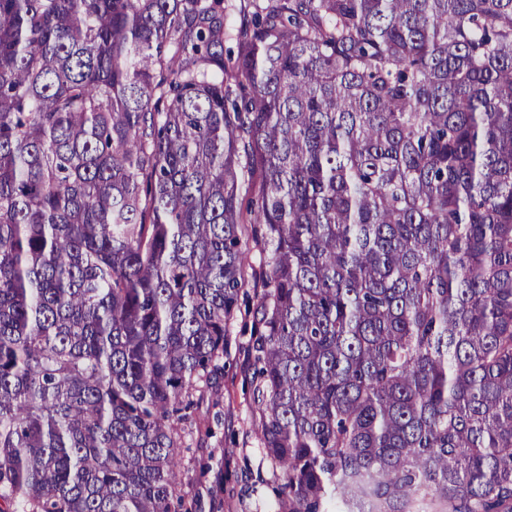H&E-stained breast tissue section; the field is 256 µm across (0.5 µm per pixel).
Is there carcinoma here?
Returning <instances> with one entry per match:
<instances>
[{
  "label": "carcinoma",
  "instance_id": "obj_1",
  "mask_svg": "<svg viewBox=\"0 0 512 512\" xmlns=\"http://www.w3.org/2000/svg\"><path fill=\"white\" fill-rule=\"evenodd\" d=\"M0 0V512H172L265 251L278 512H512V0Z\"/></svg>",
  "mask_w": 512,
  "mask_h": 512
}]
</instances>
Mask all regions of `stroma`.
<instances>
[{
  "label": "stroma",
  "mask_w": 512,
  "mask_h": 512,
  "mask_svg": "<svg viewBox=\"0 0 512 512\" xmlns=\"http://www.w3.org/2000/svg\"><path fill=\"white\" fill-rule=\"evenodd\" d=\"M261 279H253L241 302L242 317L229 342L213 389L186 410L180 422L187 435L177 456L179 490L189 512H277L271 464L257 430L252 385L251 321Z\"/></svg>",
  "instance_id": "stroma-1"
}]
</instances>
